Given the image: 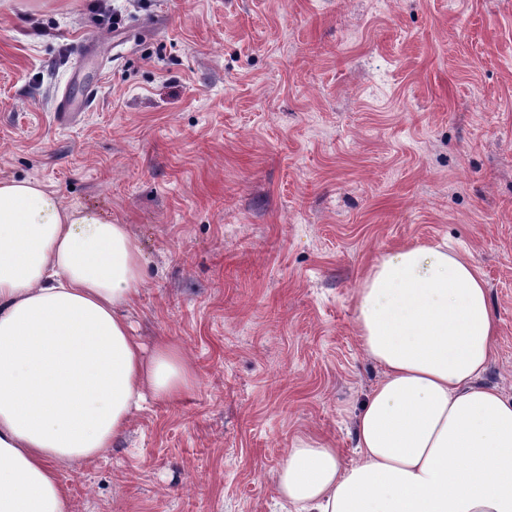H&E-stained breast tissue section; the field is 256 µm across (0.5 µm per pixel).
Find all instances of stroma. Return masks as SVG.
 Here are the masks:
<instances>
[{"label":"stroma","instance_id":"stroma-1","mask_svg":"<svg viewBox=\"0 0 512 512\" xmlns=\"http://www.w3.org/2000/svg\"><path fill=\"white\" fill-rule=\"evenodd\" d=\"M8 178L127 225L133 334L198 375L60 469L69 512H274L297 439L353 461V294L403 246L479 268L512 399V0H0Z\"/></svg>","mask_w":512,"mask_h":512}]
</instances>
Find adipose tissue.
I'll list each match as a JSON object with an SVG mask.
<instances>
[{"mask_svg": "<svg viewBox=\"0 0 512 512\" xmlns=\"http://www.w3.org/2000/svg\"><path fill=\"white\" fill-rule=\"evenodd\" d=\"M142 286L126 225L0 179V512H68L60 466L106 453L146 396L195 384L177 346L148 355L132 335ZM354 301L382 368L355 416L357 459L300 441L279 498L300 512H512V400L481 381L496 323L478 268L439 245L396 249Z\"/></svg>", "mask_w": 512, "mask_h": 512, "instance_id": "ef3b65f1", "label": "adipose tissue"}]
</instances>
